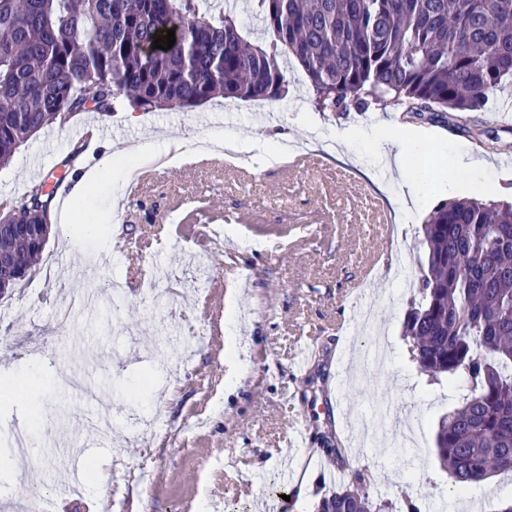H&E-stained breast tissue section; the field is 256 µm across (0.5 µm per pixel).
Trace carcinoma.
I'll use <instances>...</instances> for the list:
<instances>
[{
  "mask_svg": "<svg viewBox=\"0 0 512 512\" xmlns=\"http://www.w3.org/2000/svg\"><path fill=\"white\" fill-rule=\"evenodd\" d=\"M209 0H0V168L46 126L92 109L191 108L218 96L270 103L287 89L282 59L304 71L318 111L388 102L428 113L482 112L512 86V0H252L270 33L254 44ZM175 30L169 50L152 42ZM51 198L16 200L41 224ZM423 274L405 315L408 351L433 383L470 393L443 415L435 454L455 492L512 473V204L455 199L423 224ZM13 269L0 292L32 275L42 250L0 236ZM348 485L315 512H397L370 495V466L327 448Z\"/></svg>",
  "mask_w": 512,
  "mask_h": 512,
  "instance_id": "cac0c4a2",
  "label": "carcinoma"
}]
</instances>
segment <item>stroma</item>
Masks as SVG:
<instances>
[{
  "label": "stroma",
  "instance_id": "stroma-1",
  "mask_svg": "<svg viewBox=\"0 0 512 512\" xmlns=\"http://www.w3.org/2000/svg\"><path fill=\"white\" fill-rule=\"evenodd\" d=\"M300 73L290 69L287 97L268 111L242 107L233 130L266 136L284 126L299 142L303 125H316L320 165L290 172L275 166L245 181L229 167L182 161L154 172L127 199L122 221L114 218V175L107 171L91 202L97 239L77 235L66 244L60 225H53L44 253L59 255L60 264L50 276L34 273L32 287L14 289L7 300L15 311L0 322V379H19L33 368L41 373L23 401H0V467L16 471L13 480L0 478V512H30L35 498L54 500L58 512H236L241 506L268 512L294 492L296 473L282 462L288 452L297 463L314 459L309 495L319 500L349 480L321 451L326 437L346 440L334 400L372 419L380 406L394 407L376 447L353 458L371 463L373 497L442 503L456 512L459 500L432 448L440 417L460 403L467 386L428 384L410 359L402 322L420 275L422 226L398 224L388 243L373 234L367 205L380 197L371 178L381 170L361 132L378 123L432 128L436 137L422 149L433 178L461 146L495 163L489 183L509 178L506 189L482 191V198L512 202V166L497 162L512 154V124L502 123L500 111L512 103V87L501 91L499 108L451 128L397 105L316 111ZM271 111L277 123L268 121ZM223 112L219 98L143 114L133 127L121 111L73 114L35 134L0 169V198L67 180L71 169L63 161L80 145L77 129L129 126L139 135L191 128L203 137L223 136ZM343 136L369 176H351L335 159ZM101 240L112 249L87 269L85 258ZM380 252L403 263L405 278L379 283L364 299L374 327L356 323L350 333H337L350 317L347 289ZM147 277L157 294L143 292ZM89 288L100 293L103 307L73 309ZM304 349L309 364L300 368L295 360ZM88 391L112 401L116 411L101 416L105 445L73 481L56 451L93 442L81 424L99 416L85 400ZM123 406L143 409L156 428L124 423ZM414 424L425 453L410 479L401 465V433ZM23 430L40 439L41 451L21 465Z\"/></svg>",
  "mask_w": 512,
  "mask_h": 512
}]
</instances>
